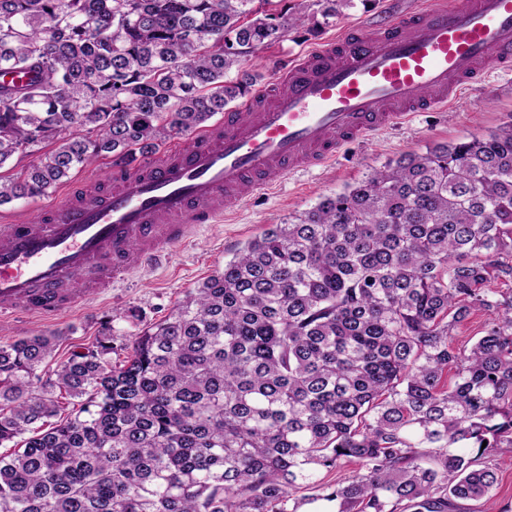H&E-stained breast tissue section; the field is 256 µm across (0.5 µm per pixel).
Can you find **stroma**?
Returning <instances> with one entry per match:
<instances>
[{
	"label": "stroma",
	"mask_w": 512,
	"mask_h": 512,
	"mask_svg": "<svg viewBox=\"0 0 512 512\" xmlns=\"http://www.w3.org/2000/svg\"><path fill=\"white\" fill-rule=\"evenodd\" d=\"M426 0H352L344 16L326 25L306 24L290 30L271 47L257 50L240 67L227 72L225 81L241 72L255 75L258 84L275 79L282 66L348 27L368 33L405 11L424 7ZM512 122V69L486 74L452 107L439 112H417L368 140L344 146L329 165L299 169L278 179L271 189L244 200L228 215L212 224L191 228L185 245L162 261L126 271L104 288L98 297L85 299L71 311L53 318L28 319L0 315V344L46 333L58 337L56 351L40 368L51 374L66 360L74 346L92 343L103 321H111L117 343L130 342L143 324L165 319L191 288L223 270L225 261L252 238L273 224L314 206L322 197L342 192L371 171L408 153H425L440 143L481 137ZM111 159L73 171L65 182L46 196L0 206V225L35 213L62 201L71 192L86 193L111 186L118 174Z\"/></svg>",
	"instance_id": "obj_1"
}]
</instances>
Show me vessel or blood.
Instances as JSON below:
<instances>
[{
    "label": "vessel or blood",
    "instance_id": "b4317fda",
    "mask_svg": "<svg viewBox=\"0 0 512 512\" xmlns=\"http://www.w3.org/2000/svg\"><path fill=\"white\" fill-rule=\"evenodd\" d=\"M494 66H512V0H431L369 34L308 50L189 146L118 175L111 190L1 225L0 313L72 309L271 176L327 165L347 143L449 106Z\"/></svg>",
    "mask_w": 512,
    "mask_h": 512
}]
</instances>
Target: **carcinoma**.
Segmentation results:
<instances>
[{
  "instance_id": "carcinoma-1",
  "label": "carcinoma",
  "mask_w": 512,
  "mask_h": 512,
  "mask_svg": "<svg viewBox=\"0 0 512 512\" xmlns=\"http://www.w3.org/2000/svg\"><path fill=\"white\" fill-rule=\"evenodd\" d=\"M0 0V205L189 139L305 25L288 0ZM328 20L351 0H314ZM512 125L408 154L249 241L113 359L0 345V512H490L512 448ZM482 335L459 345L473 313ZM78 400L63 417L57 392ZM356 465L329 484L323 473Z\"/></svg>"
}]
</instances>
